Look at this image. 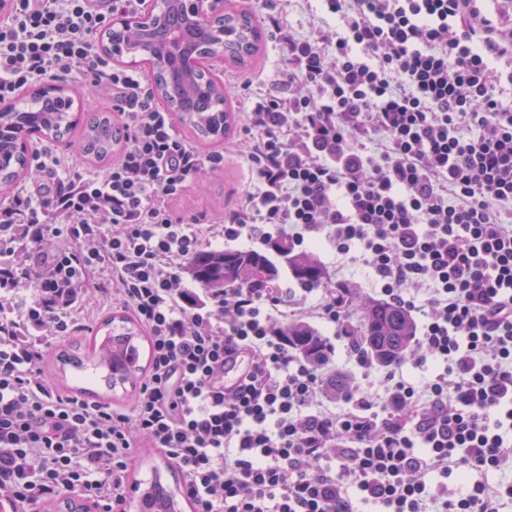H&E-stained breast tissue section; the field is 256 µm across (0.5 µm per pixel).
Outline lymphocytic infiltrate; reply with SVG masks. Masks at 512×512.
<instances>
[{
	"label": "lymphocytic infiltrate",
	"mask_w": 512,
	"mask_h": 512,
	"mask_svg": "<svg viewBox=\"0 0 512 512\" xmlns=\"http://www.w3.org/2000/svg\"><path fill=\"white\" fill-rule=\"evenodd\" d=\"M146 0H14L0 19V99L67 78L106 92L125 131L102 169L48 146L0 201V510L72 494L116 512L135 453L174 463L192 512H504L512 502V28L481 0H321L312 29L264 0L288 67L250 94L233 151L250 181L217 216L176 209L223 168L181 135L149 81L98 48L111 15ZM325 236L338 269L407 309L415 338L383 365L348 355L378 389L331 397L278 328L352 325L334 288L194 287L184 268L234 244ZM145 329L131 405L58 389L50 348L78 335L91 298ZM238 364L229 377L228 364ZM432 365L422 383L404 365ZM495 471L496 484L479 473Z\"/></svg>",
	"instance_id": "1"
}]
</instances>
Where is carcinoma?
<instances>
[{
    "label": "carcinoma",
    "instance_id": "1",
    "mask_svg": "<svg viewBox=\"0 0 512 512\" xmlns=\"http://www.w3.org/2000/svg\"><path fill=\"white\" fill-rule=\"evenodd\" d=\"M224 28V55L243 64L257 49L259 31L252 17L245 13H229L222 19ZM122 40L134 46L148 44L166 50L168 36L162 31L148 32L139 27H130L118 32ZM213 26L182 19L179 28L180 46L188 53L200 52L210 45ZM155 90L170 96L172 103L187 110L185 125L200 139L224 135L230 127V113L224 109L225 96H219L197 112L201 95L207 83L202 72L188 73L176 60L169 66L151 71ZM38 120L40 126L54 139L60 140L69 134L73 125L67 115L57 111L56 103L46 101L32 112H0V182L14 183L28 168V158L14 150V131L27 124L30 118ZM119 141V133L105 114H97L86 124L79 145V152L96 159H105L112 154ZM190 275L203 288H249L261 294L280 282L287 272L294 282L304 288H322L327 273L321 262L312 254L294 251L291 245L276 241L264 249L243 252L226 249L221 252L203 251L186 261ZM353 299L365 307V320L352 330L369 356L380 363H395L411 346L415 337V325L407 310L388 301H372L358 294ZM102 342L92 341L85 347V355L79 356L80 347L60 355L62 365L83 368L91 364L106 370L105 384L111 390L134 381L136 372L127 358H139L135 340L140 330L129 318L116 315L108 318ZM290 344L307 361L318 364L332 356L333 346L319 331L303 324L289 323L281 330ZM174 494L155 479L141 496V512H174L171 508Z\"/></svg>",
    "mask_w": 512,
    "mask_h": 512
}]
</instances>
